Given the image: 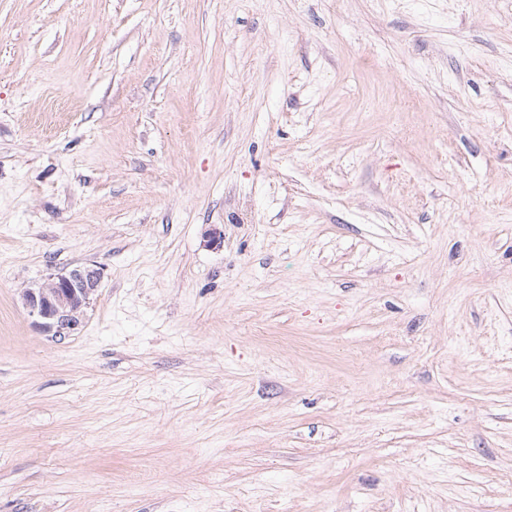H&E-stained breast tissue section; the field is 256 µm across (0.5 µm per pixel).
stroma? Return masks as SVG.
<instances>
[{
    "label": "stroma",
    "mask_w": 512,
    "mask_h": 512,
    "mask_svg": "<svg viewBox=\"0 0 512 512\" xmlns=\"http://www.w3.org/2000/svg\"><path fill=\"white\" fill-rule=\"evenodd\" d=\"M0 512H512V0H0ZM103 269L96 264H80L50 274L36 287L22 292L24 305L45 332L61 337L79 328L84 308L97 291Z\"/></svg>",
    "instance_id": "35a3bbf8"
}]
</instances>
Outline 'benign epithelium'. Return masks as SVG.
Listing matches in <instances>:
<instances>
[{
    "label": "benign epithelium",
    "mask_w": 512,
    "mask_h": 512,
    "mask_svg": "<svg viewBox=\"0 0 512 512\" xmlns=\"http://www.w3.org/2000/svg\"><path fill=\"white\" fill-rule=\"evenodd\" d=\"M103 269L96 264H80L52 273L35 287L22 292L24 305L37 325L56 336L71 333L82 323L84 308L97 291Z\"/></svg>",
    "instance_id": "7a95c632"
}]
</instances>
